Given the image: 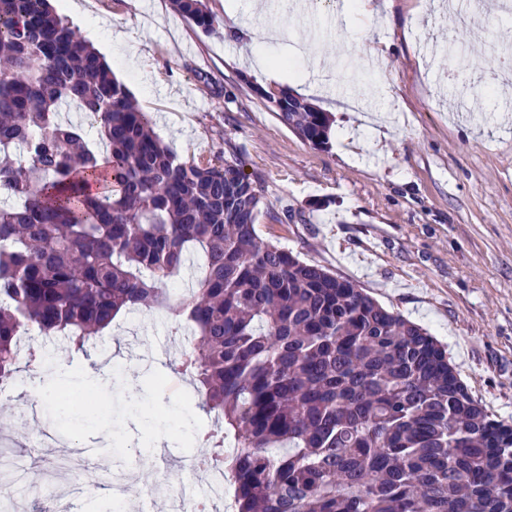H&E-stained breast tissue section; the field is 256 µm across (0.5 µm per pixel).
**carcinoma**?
I'll use <instances>...</instances> for the list:
<instances>
[{"label":"carcinoma","mask_w":512,"mask_h":512,"mask_svg":"<svg viewBox=\"0 0 512 512\" xmlns=\"http://www.w3.org/2000/svg\"><path fill=\"white\" fill-rule=\"evenodd\" d=\"M172 6L219 24L208 0ZM259 94L328 147L327 113L287 88ZM71 106L105 151L60 119ZM262 200L238 160L170 151L50 0H0V384L19 375L22 323L84 353L119 313L169 305L194 249L178 367L224 424L206 447L236 512H512V425L426 329L259 238ZM200 264L201 260L199 255L196 252H190L188 255V260L181 270V273L179 277L176 279L175 283L170 286L169 288H172L170 290L171 298L173 303L181 297V295H185L187 291L189 290V287L192 286L195 283L196 278L200 274ZM186 284V288H185Z\"/></svg>","instance_id":"carcinoma-1"}]
</instances>
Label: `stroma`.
Listing matches in <instances>:
<instances>
[{"label": "stroma", "instance_id": "35a3bbf8", "mask_svg": "<svg viewBox=\"0 0 512 512\" xmlns=\"http://www.w3.org/2000/svg\"><path fill=\"white\" fill-rule=\"evenodd\" d=\"M268 2L260 13L249 0H209L221 25L208 34L170 0H77L64 16L179 158H238L263 191L261 239L428 329L472 396L512 423V79L499 72L500 56L512 55V13L499 0H455L490 17L460 27L438 0H392L372 18L346 12L344 0L314 15L306 0ZM245 23L254 45L234 34ZM273 27L282 38H263ZM116 29L124 40L113 41ZM256 50L292 59L282 85L332 112L328 150L302 141L245 84ZM329 56L330 82L318 64ZM186 334L169 307L119 314L83 354L38 341L43 360L71 370V396L57 417L41 403L36 418L0 425V442L27 450L21 431L52 420L57 446L120 457L145 486L166 473L151 497L174 512V490L203 476L181 469L198 450L170 417L214 423L175 366ZM102 357L129 380L109 397L85 374Z\"/></svg>", "mask_w": 512, "mask_h": 512}]
</instances>
